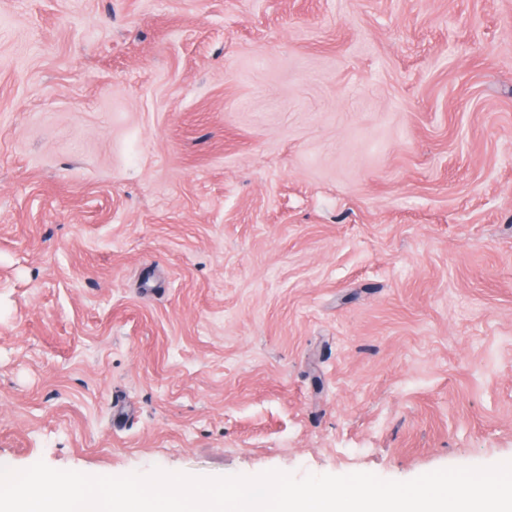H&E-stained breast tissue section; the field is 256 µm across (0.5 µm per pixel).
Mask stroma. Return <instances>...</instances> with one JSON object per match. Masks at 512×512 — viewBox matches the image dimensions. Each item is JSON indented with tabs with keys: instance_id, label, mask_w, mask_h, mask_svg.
<instances>
[{
	"instance_id": "1",
	"label": "stroma",
	"mask_w": 512,
	"mask_h": 512,
	"mask_svg": "<svg viewBox=\"0 0 512 512\" xmlns=\"http://www.w3.org/2000/svg\"><path fill=\"white\" fill-rule=\"evenodd\" d=\"M512 461V0H0V462Z\"/></svg>"
}]
</instances>
